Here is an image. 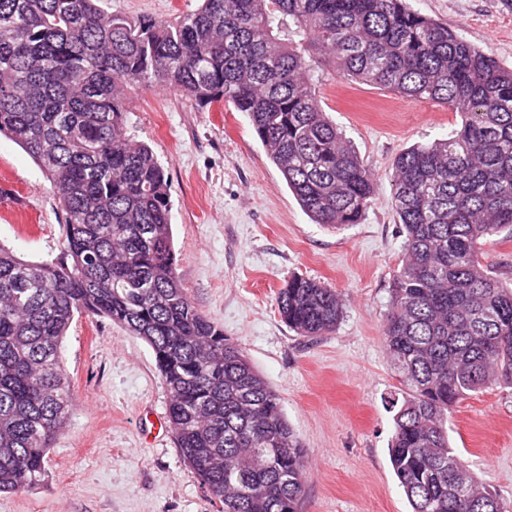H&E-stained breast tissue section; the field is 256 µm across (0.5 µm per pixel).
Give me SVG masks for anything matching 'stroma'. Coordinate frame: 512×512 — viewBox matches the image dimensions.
<instances>
[{"instance_id":"1","label":"stroma","mask_w":512,"mask_h":512,"mask_svg":"<svg viewBox=\"0 0 512 512\" xmlns=\"http://www.w3.org/2000/svg\"><path fill=\"white\" fill-rule=\"evenodd\" d=\"M512 67V0H407ZM110 11L165 20L197 0H107ZM399 94L325 72L321 105L374 179L360 223H314L290 192L244 113L203 111L179 91L127 92L128 123L165 165L177 273L195 306L239 344L279 394L309 457L300 512H411L389 462L400 378L383 330L404 235L393 208V163L406 148L461 123L447 106L412 108ZM0 244L31 260L62 244L58 202L44 174L0 135ZM295 275L335 289L343 316L307 338L280 319L276 298ZM77 401L57 436L48 477L0 494V512H218L167 425L168 393L149 345L104 318L75 317L62 344ZM451 446L512 502V387L493 385L455 406Z\"/></svg>"}]
</instances>
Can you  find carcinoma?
Listing matches in <instances>:
<instances>
[{
    "instance_id": "obj_1",
    "label": "carcinoma",
    "mask_w": 512,
    "mask_h": 512,
    "mask_svg": "<svg viewBox=\"0 0 512 512\" xmlns=\"http://www.w3.org/2000/svg\"><path fill=\"white\" fill-rule=\"evenodd\" d=\"M324 67L462 118L394 163L405 257L384 342L405 397L391 402L389 457L412 512H509L450 447L446 420L472 394L512 385V286L480 260L512 228V68L404 0H200L164 21L105 0H0V134L44 172L63 219L51 260L0 245V493L47 477L75 402L61 347L86 315L151 347L175 447L221 512H299L307 451L278 393L182 287L167 169L128 133L126 92L232 105L315 223L357 224L374 183L322 110ZM277 308L316 337L343 303L294 276Z\"/></svg>"
}]
</instances>
